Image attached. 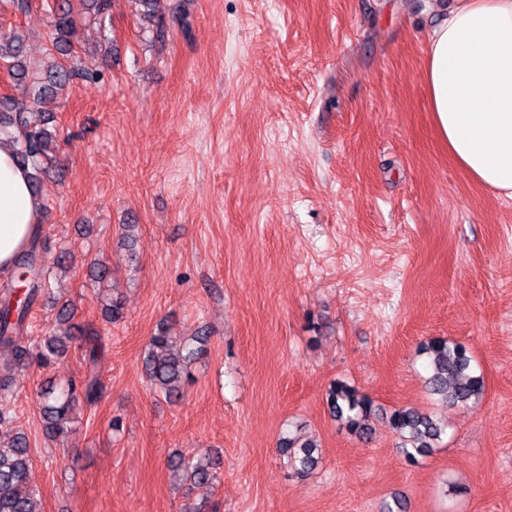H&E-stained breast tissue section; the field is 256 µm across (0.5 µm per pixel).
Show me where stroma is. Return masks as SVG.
<instances>
[{"mask_svg": "<svg viewBox=\"0 0 512 512\" xmlns=\"http://www.w3.org/2000/svg\"><path fill=\"white\" fill-rule=\"evenodd\" d=\"M454 0H135L77 17L80 44L117 50L96 84L50 104L59 175L43 183L47 260L73 322L104 342V391L74 414L65 450L38 409L47 381L83 375L81 340L17 378L11 406L31 446L41 512H183L174 453L218 456L211 512H512V198L474 183L431 124L424 39ZM40 64L46 0L0 4V31ZM104 258L122 316L90 280ZM209 336L177 403L143 354L159 326ZM465 344L485 380L474 409L430 401L421 343ZM345 380L384 409L447 421L408 464L385 420L350 435L325 394ZM304 428L316 470L290 476L278 442Z\"/></svg>", "mask_w": 512, "mask_h": 512, "instance_id": "1", "label": "stroma"}]
</instances>
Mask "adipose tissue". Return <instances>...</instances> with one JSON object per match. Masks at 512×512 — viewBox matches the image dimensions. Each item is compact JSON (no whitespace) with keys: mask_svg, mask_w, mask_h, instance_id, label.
Segmentation results:
<instances>
[{"mask_svg":"<svg viewBox=\"0 0 512 512\" xmlns=\"http://www.w3.org/2000/svg\"><path fill=\"white\" fill-rule=\"evenodd\" d=\"M424 53L432 123L449 156L512 197V0H455ZM42 210L27 170L0 147V268L35 235Z\"/></svg>","mask_w":512,"mask_h":512,"instance_id":"ef3b65f1","label":"adipose tissue"}]
</instances>
